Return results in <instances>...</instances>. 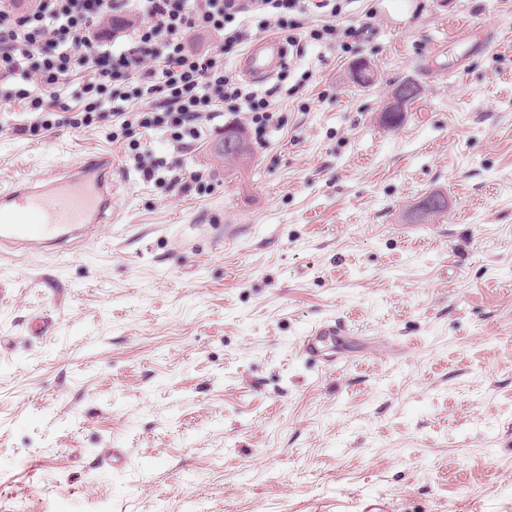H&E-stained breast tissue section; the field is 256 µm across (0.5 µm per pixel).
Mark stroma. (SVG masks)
<instances>
[{
    "label": "stroma",
    "instance_id": "1",
    "mask_svg": "<svg viewBox=\"0 0 512 512\" xmlns=\"http://www.w3.org/2000/svg\"><path fill=\"white\" fill-rule=\"evenodd\" d=\"M371 9L359 56L311 44L302 92L259 84L285 126L245 162L194 147L203 194L144 182L111 118L0 113L1 187L107 153L117 217L0 271V512H512V0L344 18ZM345 326L339 321H325L315 327L310 336H306L301 344L302 354L310 358H320L323 347L328 339L335 340L336 336H343Z\"/></svg>",
    "mask_w": 512,
    "mask_h": 512
}]
</instances>
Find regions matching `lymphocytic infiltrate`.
Here are the masks:
<instances>
[{
	"instance_id": "1",
	"label": "lymphocytic infiltrate",
	"mask_w": 512,
	"mask_h": 512,
	"mask_svg": "<svg viewBox=\"0 0 512 512\" xmlns=\"http://www.w3.org/2000/svg\"><path fill=\"white\" fill-rule=\"evenodd\" d=\"M323 9L327 21L303 17ZM343 0H0V108L21 102L19 128H94L112 118L111 137L143 179L165 190L205 193L204 170L169 159L143 142L168 135L188 152L224 129L225 112H242L257 144L281 127L268 94L250 88L229 65L241 47L271 31L289 52L310 42L359 51L364 25L343 26ZM217 35L192 50L190 33Z\"/></svg>"
}]
</instances>
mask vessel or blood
<instances>
[{
	"label": "vessel or blood",
	"mask_w": 512,
	"mask_h": 512,
	"mask_svg": "<svg viewBox=\"0 0 512 512\" xmlns=\"http://www.w3.org/2000/svg\"><path fill=\"white\" fill-rule=\"evenodd\" d=\"M287 47L275 36L256 38L238 60L240 71L253 82L284 65ZM112 157L96 153L78 163L64 164L43 185L25 179L0 189V250L53 255L98 233L112 219ZM345 326L326 321L303 339L302 354L321 357L326 341L344 335Z\"/></svg>",
	"instance_id": "vessel-or-blood-1"
}]
</instances>
